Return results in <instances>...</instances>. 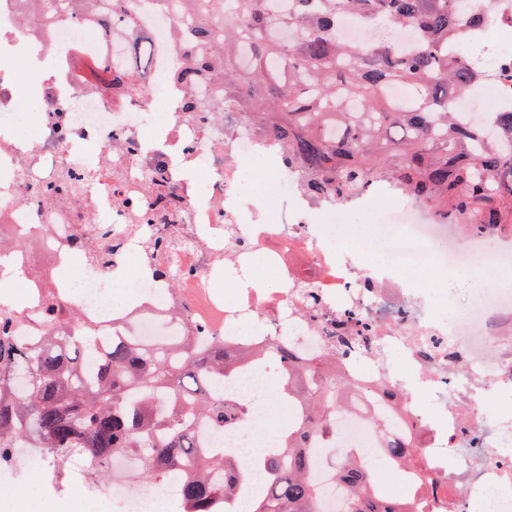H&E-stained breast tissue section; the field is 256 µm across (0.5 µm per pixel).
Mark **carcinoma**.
<instances>
[{"label":"carcinoma","mask_w":512,"mask_h":512,"mask_svg":"<svg viewBox=\"0 0 512 512\" xmlns=\"http://www.w3.org/2000/svg\"><path fill=\"white\" fill-rule=\"evenodd\" d=\"M21 0L34 22L62 20L52 9ZM91 6L107 27L134 12L137 0H63ZM180 10L189 37L178 47L188 62L171 79L188 86L201 77L224 82V101L245 114L253 130L286 145L285 160L313 197L345 201L371 181L387 180L408 200L450 224L479 232L498 224L512 233V108L490 120L463 122L453 103L473 96L486 72L480 57L458 56L462 43L481 44L482 18L457 20L459 0H155ZM347 15L376 28L366 45L336 38ZM402 30L415 34L407 54ZM128 54L148 65L137 38ZM135 69L112 70L128 92ZM25 307H0V463L15 448L34 453L32 465L51 481L66 480L73 456L88 466V489L100 493L112 458L142 463L145 480L178 490L175 512H233L246 468L222 448L200 451L197 428H234L251 402L224 398V379L260 359L261 351L230 355L216 336L195 331L172 342L142 343L114 336L103 321L84 316L62 295H48L29 314L34 336L13 325ZM283 396L303 417L288 425L261 464L269 480L250 512H321V491L307 476L306 443L329 433V414L345 402L334 381L339 358L322 370L295 360L288 345ZM387 461L428 480L416 449L400 437L386 441ZM346 489L338 512H408L381 501L373 469L352 458L338 462Z\"/></svg>","instance_id":"1"}]
</instances>
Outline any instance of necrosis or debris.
Segmentation results:
<instances>
[{"label": "necrosis or debris", "mask_w": 512, "mask_h": 512, "mask_svg": "<svg viewBox=\"0 0 512 512\" xmlns=\"http://www.w3.org/2000/svg\"><path fill=\"white\" fill-rule=\"evenodd\" d=\"M458 15L499 29L496 55H512V0H468ZM133 22L151 44L153 65L131 95L108 80L127 65L126 33L80 15L33 24L17 0H0V243L22 242L44 258L42 272L26 278L28 291L63 290L86 315L110 316L123 336L153 340L201 327L225 348L265 349L224 390L254 401L249 420L199 431L203 443L247 466L269 427L256 402L284 375L276 347L289 342L297 358L314 362L336 350L337 337L366 326L363 345L339 352L351 403L309 450L323 512H335L344 491L333 458L376 463L386 434L409 437L420 464L444 477L423 487L406 481L403 498L414 512H512V449L504 445L512 412L493 418L479 401L485 386L512 390V289L454 300L444 322L417 285L442 264L433 244H447L460 278L479 271L494 281L512 268V241L495 226L461 236L459 225L403 201L389 183L343 202L312 199L282 142L225 111L222 85L173 84L181 15L150 8ZM22 126L30 136H19ZM257 156L278 180L271 204L250 187L248 164ZM349 213L376 230L377 243L351 246L339 237L336 222ZM91 216L123 247L120 277L90 262L59 277L73 235ZM170 224L179 244L150 256L147 239ZM258 254L268 271L262 279ZM154 266L172 280L152 277ZM392 351L399 364L384 362ZM386 393L400 402L379 431L371 417ZM425 395L439 418L427 417ZM474 437L481 453L458 456L454 442ZM109 497L121 512H150L176 493L167 484L116 483Z\"/></svg>", "instance_id": "obj_1"}]
</instances>
